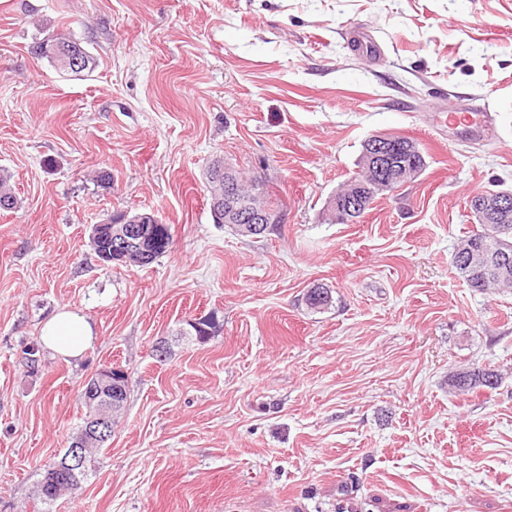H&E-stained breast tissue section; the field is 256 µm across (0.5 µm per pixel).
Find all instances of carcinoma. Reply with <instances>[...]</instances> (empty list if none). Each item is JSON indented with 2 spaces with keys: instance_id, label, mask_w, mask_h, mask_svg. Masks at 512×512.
<instances>
[{
  "instance_id": "cac0c4a2",
  "label": "carcinoma",
  "mask_w": 512,
  "mask_h": 512,
  "mask_svg": "<svg viewBox=\"0 0 512 512\" xmlns=\"http://www.w3.org/2000/svg\"><path fill=\"white\" fill-rule=\"evenodd\" d=\"M34 52L51 58L62 70L79 73L92 68L93 58L80 42L65 33H53L48 38L36 43ZM399 146L394 158L395 165L402 167L411 160L418 162L419 168L425 167L423 154L414 141L401 136H389ZM171 235L169 227L161 224L155 228L154 243L149 246L150 262H155L170 250ZM482 249L487 253H503L512 256V217L505 224L496 225V230L489 225H481V230L467 236L455 250L453 266L475 291H486L490 288H512V274L502 276L497 269L486 265L465 267L460 265L456 257L469 250ZM499 375L492 369L471 366L450 376V386L459 392H469L480 386L494 387L498 384ZM52 464L41 468L40 479L37 481V495L44 504H50L61 495V488L51 483L48 470Z\"/></svg>"
}]
</instances>
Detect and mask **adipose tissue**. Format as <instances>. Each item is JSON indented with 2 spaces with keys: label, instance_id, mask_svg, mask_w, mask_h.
<instances>
[{
  "label": "adipose tissue",
  "instance_id": "obj_1",
  "mask_svg": "<svg viewBox=\"0 0 512 512\" xmlns=\"http://www.w3.org/2000/svg\"><path fill=\"white\" fill-rule=\"evenodd\" d=\"M40 337L51 355L71 359L82 357L96 339L90 321L80 311L69 308L45 321Z\"/></svg>",
  "mask_w": 512,
  "mask_h": 512
}]
</instances>
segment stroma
<instances>
[{"instance_id": "stroma-1", "label": "stroma", "mask_w": 512, "mask_h": 512, "mask_svg": "<svg viewBox=\"0 0 512 512\" xmlns=\"http://www.w3.org/2000/svg\"><path fill=\"white\" fill-rule=\"evenodd\" d=\"M360 26L380 56L348 41ZM59 31L91 71L33 53ZM454 92L488 103L490 135L439 123ZM376 134L415 140L422 174L328 221ZM216 159L260 182L280 217L265 236L214 223ZM3 173L0 512H512V291L452 265L478 229L469 197L512 189V0H0ZM124 209L170 228L148 267L89 243ZM316 287L327 308L307 306ZM64 307L97 342L28 368ZM109 363L123 416L42 504L40 469ZM474 364L499 385L451 392Z\"/></svg>"}]
</instances>
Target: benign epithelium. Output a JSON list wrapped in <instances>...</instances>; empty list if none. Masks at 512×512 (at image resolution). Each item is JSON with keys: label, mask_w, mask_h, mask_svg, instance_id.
Masks as SVG:
<instances>
[{"label": "benign epithelium", "mask_w": 512, "mask_h": 512, "mask_svg": "<svg viewBox=\"0 0 512 512\" xmlns=\"http://www.w3.org/2000/svg\"><path fill=\"white\" fill-rule=\"evenodd\" d=\"M394 146L384 141L377 142L365 156L364 168L376 172L378 191L389 190L393 184L409 182L419 175L415 167L405 166L398 169L394 166ZM218 175L224 178V195L210 199V210L215 220L232 224L243 236L255 237L260 225L280 222L278 215H270L269 211L258 203L251 205L250 213H243L240 202V173L223 164H216ZM367 179L358 176L352 178L350 190L345 194V201L335 197L327 201L328 211L336 214V218L347 223L358 222L356 215L368 208L370 201L365 192ZM470 209L481 221H487L501 214L512 211V195H489L478 191L470 197ZM160 223L157 216L149 213L140 214L130 209L121 210L102 224L91 227L90 236L97 238L102 231H107L112 240V251L102 257V262L109 264L121 261L135 250L146 253L145 247L152 236V225ZM123 389V368L119 365L102 367L94 375L93 382L85 391V399L89 405L86 423L72 444L67 456L59 463L58 470L71 473L79 470L83 464V450L91 444L105 439L110 423L120 418L124 406L120 392Z\"/></svg>", "instance_id": "1"}]
</instances>
